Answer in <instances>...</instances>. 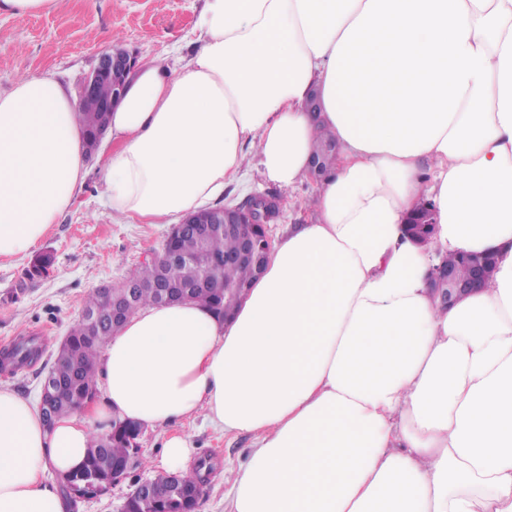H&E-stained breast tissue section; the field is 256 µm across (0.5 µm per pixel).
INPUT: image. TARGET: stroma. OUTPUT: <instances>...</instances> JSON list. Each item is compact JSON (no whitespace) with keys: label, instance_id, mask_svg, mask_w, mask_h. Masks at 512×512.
Returning a JSON list of instances; mask_svg holds the SVG:
<instances>
[{"label":"stroma","instance_id":"35a3bbf8","mask_svg":"<svg viewBox=\"0 0 512 512\" xmlns=\"http://www.w3.org/2000/svg\"><path fill=\"white\" fill-rule=\"evenodd\" d=\"M203 0H59L56 10L39 16L0 15V89L25 75H53L77 85L95 67L99 55L120 45L148 59L193 48L194 19ZM88 175L73 206L51 225L37 251L54 255L46 279L30 285L11 301L29 256L0 259V354L21 338L37 337L42 356L18 367L0 363V387L38 402L41 381L60 341L80 316L89 294L106 284L120 285L139 268L145 253L161 254L169 231L165 224H145L113 215L103 207L102 161L87 159ZM311 183L285 192L261 174L249 157L241 177L224 190L223 202L236 205L255 194L280 196L284 206L270 225L278 236L287 225L302 224L311 208ZM174 433L186 437L191 464H207L208 478L195 512H225L237 470L253 446L249 434H223L202 419L145 430L125 479L105 493L78 500L73 512H118L137 481L162 473L163 444Z\"/></svg>","mask_w":512,"mask_h":512}]
</instances>
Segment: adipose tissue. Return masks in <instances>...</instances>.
I'll return each instance as SVG.
<instances>
[{"instance_id": "obj_1", "label": "adipose tissue", "mask_w": 512, "mask_h": 512, "mask_svg": "<svg viewBox=\"0 0 512 512\" xmlns=\"http://www.w3.org/2000/svg\"><path fill=\"white\" fill-rule=\"evenodd\" d=\"M193 31L112 109L111 212L171 223L250 151L295 188L322 127L335 160L231 319L140 308L99 357L100 402L50 428L0 389V512H67L44 473L81 466L115 421L200 415L256 437L229 512H512V0H205ZM86 176L71 87L11 80L0 257L29 253ZM424 202L436 229L417 245ZM485 252L489 285L442 307L432 267Z\"/></svg>"}]
</instances>
